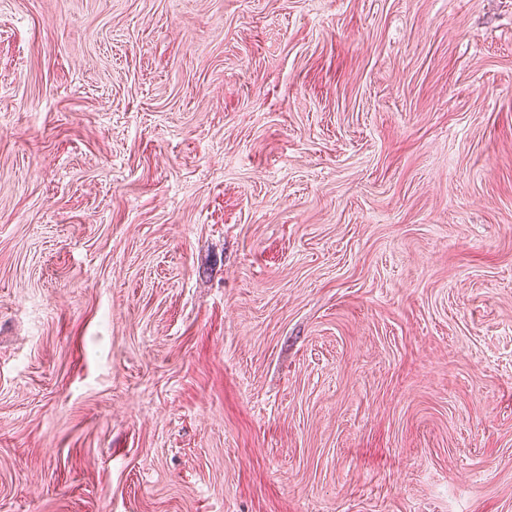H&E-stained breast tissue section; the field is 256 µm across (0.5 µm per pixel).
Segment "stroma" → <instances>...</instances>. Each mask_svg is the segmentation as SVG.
I'll return each mask as SVG.
<instances>
[{"label": "stroma", "mask_w": 512, "mask_h": 512, "mask_svg": "<svg viewBox=\"0 0 512 512\" xmlns=\"http://www.w3.org/2000/svg\"><path fill=\"white\" fill-rule=\"evenodd\" d=\"M0 512H512V0H0Z\"/></svg>", "instance_id": "obj_1"}]
</instances>
